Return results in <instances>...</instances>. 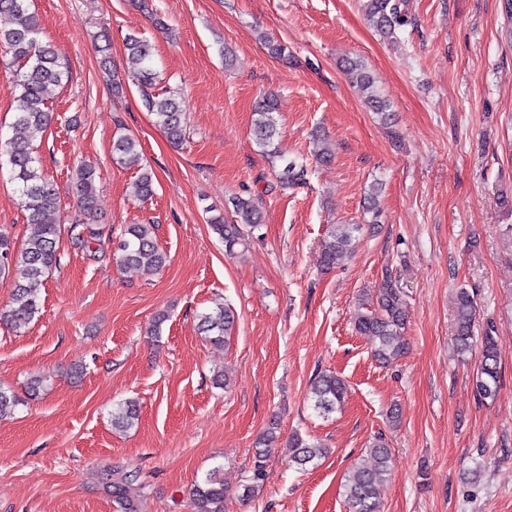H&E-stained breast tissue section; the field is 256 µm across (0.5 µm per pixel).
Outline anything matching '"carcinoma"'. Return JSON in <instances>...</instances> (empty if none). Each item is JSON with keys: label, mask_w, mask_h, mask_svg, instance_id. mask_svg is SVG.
<instances>
[{"label": "carcinoma", "mask_w": 512, "mask_h": 512, "mask_svg": "<svg viewBox=\"0 0 512 512\" xmlns=\"http://www.w3.org/2000/svg\"><path fill=\"white\" fill-rule=\"evenodd\" d=\"M405 0H364L365 14L376 30L385 37H393L395 31L410 23L404 10ZM11 18V27L0 28V51L11 56L16 65L14 83L18 89L15 99L13 125L19 135L0 142V157L10 167L17 184L20 203L26 212L27 223L32 231L21 245L0 233V277H12L11 300L0 307V324L18 331L33 320L40 309L41 290L53 269L60 265L62 251L61 224L55 219L58 209L59 189L41 172V162L34 151V142L44 136L54 120L49 106L52 92L69 81L70 72L62 63L53 45L39 38L40 22L30 11L29 0H0V16ZM261 40L268 54L281 61L288 60V48L263 34ZM128 73L137 83L143 105L155 118V124L163 129L169 141L175 145L183 142L186 135L183 98L178 91L154 93L158 73L152 67L154 47L137 34L125 38ZM346 72L364 94L368 108L377 113L381 121L389 119L390 106L375 86L373 76L365 65L348 60ZM278 102L269 93L258 101L253 120V136L261 152L273 158L279 157L275 140L279 135L276 113ZM112 156L127 167L138 170L132 184L134 196L147 200L154 194L153 172L143 163L138 142L118 134L112 140ZM306 166L295 161H285L277 171V184L293 188L305 182ZM96 172L90 165L77 169L71 183V191L80 209L86 215L96 210ZM231 204L236 223H224V216L209 218L215 233L224 240L227 253L243 244L249 234L264 223L258 202L253 198L235 196ZM358 224H338L330 232V240L322 249L320 264L329 270L350 251ZM119 261L125 266L138 267L148 274L160 272L167 263L154 235L152 224H128L124 227L117 245ZM476 300L467 289L461 288L455 300V324L453 340L459 354L472 352L480 344V362L475 377V394L481 401L495 399L500 384V353L491 331L481 338L475 336ZM202 333L215 344L228 343L235 326L230 308L218 303L199 319ZM407 310L398 281L387 274L376 291L375 298L362 301L354 315L356 333L364 336L372 346L373 356L382 363H389L406 350L404 333ZM348 393L346 382L333 374L315 378L309 400L315 412L327 416L345 402ZM20 398L10 390L0 388V416L15 411ZM139 420L137 404L125 401L112 410V426L126 431ZM275 438V427H270L259 441L253 454L252 465L243 484L241 500L249 501L257 496L265 477L270 443ZM294 462L305 465L325 457L321 446L296 437ZM371 462L355 463L345 476L343 484L348 512H377V489L391 475V456L383 435H378L369 446ZM106 488L116 505V512H145L144 486L140 474L134 470L115 468L108 475ZM192 512H224L227 487L224 484V465L208 470L189 491Z\"/></svg>", "instance_id": "obj_1"}]
</instances>
